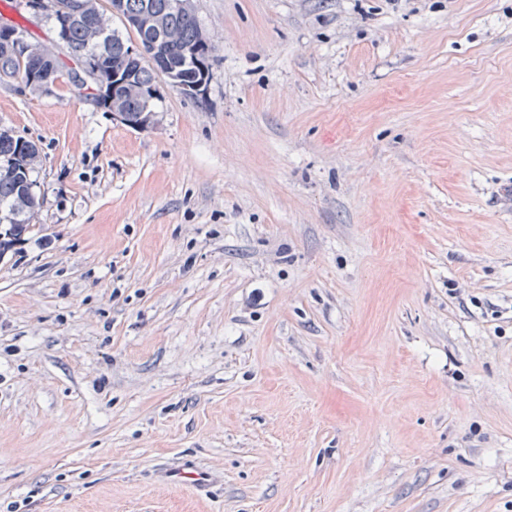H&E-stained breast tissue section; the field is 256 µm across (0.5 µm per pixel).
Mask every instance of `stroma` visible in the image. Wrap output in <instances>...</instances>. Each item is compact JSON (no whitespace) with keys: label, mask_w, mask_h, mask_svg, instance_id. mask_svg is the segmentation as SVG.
<instances>
[{"label":"stroma","mask_w":512,"mask_h":512,"mask_svg":"<svg viewBox=\"0 0 512 512\" xmlns=\"http://www.w3.org/2000/svg\"><path fill=\"white\" fill-rule=\"evenodd\" d=\"M194 8L148 129L0 82V512H512V0ZM21 137L0 132V229L30 230V217L40 209V198L32 182L37 146ZM32 182L28 185V183ZM28 185V187H27ZM27 187V191H26Z\"/></svg>","instance_id":"35a3bbf8"}]
</instances>
